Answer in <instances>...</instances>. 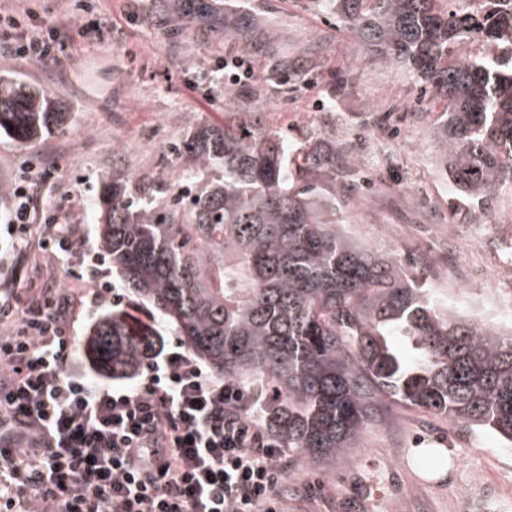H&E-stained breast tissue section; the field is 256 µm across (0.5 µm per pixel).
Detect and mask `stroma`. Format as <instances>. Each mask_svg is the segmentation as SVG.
Here are the masks:
<instances>
[{
  "label": "stroma",
  "mask_w": 512,
  "mask_h": 512,
  "mask_svg": "<svg viewBox=\"0 0 512 512\" xmlns=\"http://www.w3.org/2000/svg\"><path fill=\"white\" fill-rule=\"evenodd\" d=\"M0 8L32 9L45 30L71 15L92 25L68 30L54 62L0 59V86L48 91L68 114L63 128L27 146L0 137V185L35 157L58 169L37 191L29 240L0 241V295L68 289L77 365L87 363L89 327L103 310L92 303L94 284L85 277L86 260L98 249L100 175L115 167L179 182L189 127L225 120L223 64L242 50L225 41L224 30L243 18L260 33L286 32L288 55L308 81H284L254 51L252 78L234 87L238 104L279 131L287 150L314 137L356 155L361 187L341 209L350 235L382 252L425 258L419 274L450 305L465 306L467 296L481 293L478 281L449 287L437 268L464 271L500 252L503 232L512 230V193L498 197L483 224L460 223L433 136L446 101L423 93L406 67L359 60L352 32L323 0H195L190 11L178 0H0ZM50 217L83 226L73 256L39 248ZM476 236L484 239L477 254L469 248ZM390 414L331 471L289 462L276 485L287 512H512V447L422 409L395 404ZM421 448L442 449L446 466H419Z\"/></svg>",
  "instance_id": "35a3bbf8"
}]
</instances>
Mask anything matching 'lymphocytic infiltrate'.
<instances>
[{
  "instance_id": "1",
  "label": "lymphocytic infiltrate",
  "mask_w": 512,
  "mask_h": 512,
  "mask_svg": "<svg viewBox=\"0 0 512 512\" xmlns=\"http://www.w3.org/2000/svg\"><path fill=\"white\" fill-rule=\"evenodd\" d=\"M62 29L0 11V58L55 60ZM11 184L6 233L25 239L35 189ZM0 332V512H284L283 448L240 412L243 389L191 353L152 356L104 385L72 365L69 299L48 290Z\"/></svg>"
}]
</instances>
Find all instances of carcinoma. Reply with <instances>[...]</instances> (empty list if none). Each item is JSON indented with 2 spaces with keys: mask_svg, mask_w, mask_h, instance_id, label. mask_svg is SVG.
I'll list each match as a JSON object with an SVG mask.
<instances>
[{
  "mask_svg": "<svg viewBox=\"0 0 512 512\" xmlns=\"http://www.w3.org/2000/svg\"><path fill=\"white\" fill-rule=\"evenodd\" d=\"M362 58L402 64L448 102L441 158L463 219L512 191V0H327ZM272 34L256 50L272 71L298 72ZM67 113L44 92L0 93V134L26 146ZM190 191L103 175L98 244L124 288L148 302L213 373L245 392L243 412L281 447L321 470L336 466L396 403L512 447V329L443 306L401 254L352 238L336 201L357 185L346 146L290 154L258 123L192 126ZM169 202L160 206L154 196ZM154 327L101 314L85 344L100 371L138 369Z\"/></svg>",
  "mask_w": 512,
  "mask_h": 512,
  "instance_id": "cac0c4a2",
  "label": "carcinoma"
}]
</instances>
